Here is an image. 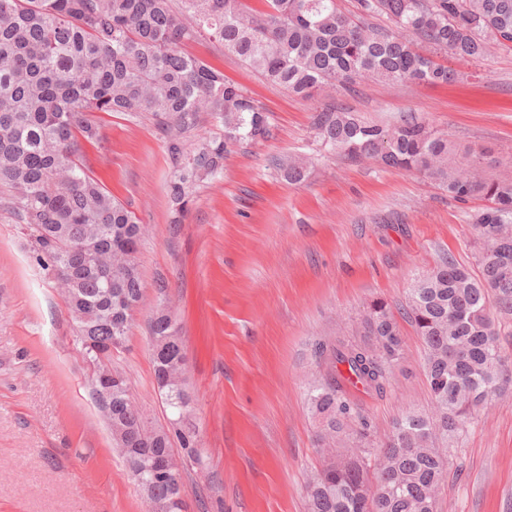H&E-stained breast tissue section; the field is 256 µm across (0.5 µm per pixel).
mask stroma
<instances>
[{
    "label": "stroma",
    "instance_id": "obj_1",
    "mask_svg": "<svg viewBox=\"0 0 512 512\" xmlns=\"http://www.w3.org/2000/svg\"><path fill=\"white\" fill-rule=\"evenodd\" d=\"M184 50L243 86L271 134L197 183L176 224L163 128L146 112L97 114L100 138L82 161L148 227L137 253L143 302L114 360L150 424L166 425L149 323L164 308L182 329L201 452L182 476L187 512H306V485L321 462L307 405L319 344L355 332L374 300L399 310L413 279L444 258L475 267L479 236L467 215L485 205L452 199L426 175L325 150L312 115L334 105L380 124L413 116L482 152L486 176H512V48L493 44L480 62L451 61L457 78L448 84L362 80L311 99L210 43ZM291 155L310 162L302 183L272 164ZM398 325L404 358L386 396H359L379 443L406 411L429 404L423 341L406 319ZM74 334L0 189V512L147 510ZM448 455L439 512H512V392L480 409Z\"/></svg>",
    "mask_w": 512,
    "mask_h": 512
}]
</instances>
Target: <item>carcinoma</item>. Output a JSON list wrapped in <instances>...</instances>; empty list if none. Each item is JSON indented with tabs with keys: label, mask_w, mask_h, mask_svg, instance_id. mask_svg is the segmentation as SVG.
Listing matches in <instances>:
<instances>
[{
	"label": "carcinoma",
	"mask_w": 512,
	"mask_h": 512,
	"mask_svg": "<svg viewBox=\"0 0 512 512\" xmlns=\"http://www.w3.org/2000/svg\"><path fill=\"white\" fill-rule=\"evenodd\" d=\"M249 13L241 0H0V186L33 239V258L65 282V303L88 361L113 366L142 299L136 258V215L84 168L82 141L97 138L95 112H149L169 131L173 170L168 196L176 215L190 188L224 171L234 147L270 136L266 112L240 86L179 44L220 43L270 81L311 99L325 87L362 78L446 83L455 71L432 55L479 61L492 42L512 46V0H361L386 26L363 25L336 0H265ZM426 43L418 50L413 39ZM206 112L224 134L187 147L185 134ZM325 148L351 159H376L385 169L423 173L457 201L480 197L470 216L479 232V275L450 258L414 279L404 307L427 348L432 413L410 412L377 448L355 389L376 397L403 357L390 306L370 304L361 330L319 345L323 373L307 393L327 457L307 485V512H437L434 493L448 481L447 449L471 413L512 380L503 376L493 309H512V179L474 171L475 152L416 118L382 126L325 107L312 117ZM298 183L308 160H276ZM154 375L177 419L185 395L183 338L169 314L150 321ZM129 382L107 396L112 441L130 479L154 512H186L175 480L154 474L150 461L174 451L200 462L196 432L171 435L136 416ZM357 436L360 455L340 451Z\"/></svg>",
	"instance_id": "cac0c4a2"
}]
</instances>
